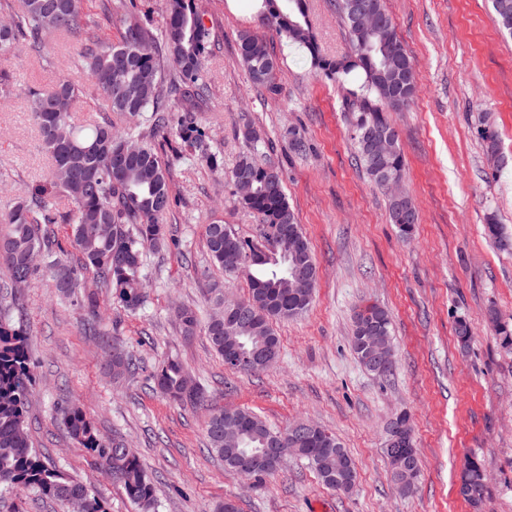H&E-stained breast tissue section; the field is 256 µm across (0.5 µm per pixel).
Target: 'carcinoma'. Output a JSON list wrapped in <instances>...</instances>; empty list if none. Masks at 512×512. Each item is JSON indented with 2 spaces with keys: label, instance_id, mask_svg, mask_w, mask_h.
Listing matches in <instances>:
<instances>
[{
  "label": "carcinoma",
  "instance_id": "cac0c4a2",
  "mask_svg": "<svg viewBox=\"0 0 512 512\" xmlns=\"http://www.w3.org/2000/svg\"><path fill=\"white\" fill-rule=\"evenodd\" d=\"M100 13L82 14L80 0H0V13L8 22L0 26V53L23 45L30 50L43 46L52 33L76 35L83 40L78 65L90 85L100 91L102 111L150 113V127L179 144L200 150L207 164L217 170L223 157L208 147L209 135L195 112L207 93L201 72L211 43L210 30L198 11L196 0H166V24L155 35L143 22L137 0H100ZM367 3L379 20L370 30L358 25L356 5ZM259 11L289 42L303 48L318 76L343 81L356 73L361 82L345 100L344 110L352 113L356 162L375 184L386 171L404 176L405 157L399 139L382 156L371 150V142L382 132L393 130L387 113L406 106L416 91V74L410 88L398 90L402 71L414 69L411 56L400 40L384 0H336V11L350 44L349 52L336 57L324 55L307 15L306 0H259ZM499 28L512 34V0H492ZM117 18L122 34L117 43L97 35L101 21ZM239 58L252 82L276 91L277 64L265 39L250 31L238 38ZM23 94L30 105L31 118L39 129L52 170L62 168L65 177L50 175L26 186L9 214L0 220V288L29 283L38 270L46 268L65 302L74 301L85 275L96 284L112 289V299L126 311L135 312L145 303L142 255L147 247L167 243L161 224L173 205L168 176L155 148L140 134L116 132L104 118L79 128L71 113L52 109L56 100L67 104L83 95V88L60 75L49 85H33ZM181 95L192 101L191 109L171 113L169 100ZM126 147L135 161L120 175L114 169V153ZM247 171L255 178V192L239 199L240 206L260 217L258 237L247 239L222 224L206 228L211 262L228 274H241L249 284L244 302L249 309L231 323L208 319L201 322L196 311L182 306L176 311L180 332L191 337L203 330L213 349L225 356L234 350L256 351L271 346L280 351L274 324L305 313L313 289L299 288L290 281L291 271L307 262L315 263L308 239L297 224L284 189L281 172L274 165H260L246 153L232 173ZM71 203L65 213L54 204L56 194ZM389 218L400 234L412 236L419 223L416 206L405 192L389 199ZM55 224L71 227V246L77 258L68 260V251L59 243ZM80 305L89 315L87 330L109 344L110 332L99 327L98 300L86 293ZM389 313L376 306L359 311L353 329V347L364 368H369L360 337L372 328L390 332ZM29 331L0 307V491L21 498L33 493L67 505L69 496L79 494L86 501L85 512H106L92 488L46 464L33 447L26 417L32 393L33 374L28 359ZM112 377L119 380L135 371L127 354L112 348L109 361ZM156 390L170 400L190 405L204 401L203 388L194 382L175 359L162 362L153 374ZM68 433L95 459L100 469L119 477L126 497L142 512H153L156 487L140 459L119 441L104 442L85 410L76 401L58 408ZM320 437L296 446L295 456L306 460L323 484L338 488V481L355 471L353 460L336 436L321 427ZM280 431L270 428L260 417L245 409H217L206 427L208 448L224 461V468L237 471L235 459L242 450L270 447ZM462 471L468 473L471 488L466 501L476 512L491 494L490 486L479 481L484 467L470 458Z\"/></svg>",
  "mask_w": 512,
  "mask_h": 512
}]
</instances>
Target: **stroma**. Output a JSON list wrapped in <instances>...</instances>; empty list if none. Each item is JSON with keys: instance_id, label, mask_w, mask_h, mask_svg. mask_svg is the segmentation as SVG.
Returning <instances> with one entry per match:
<instances>
[{"instance_id": "stroma-1", "label": "stroma", "mask_w": 512, "mask_h": 512, "mask_svg": "<svg viewBox=\"0 0 512 512\" xmlns=\"http://www.w3.org/2000/svg\"><path fill=\"white\" fill-rule=\"evenodd\" d=\"M211 32L202 80L208 95L198 118L224 167L153 136L176 203L163 218L176 246L143 255L146 303L135 313L97 291L98 319L139 363L113 383L106 347L85 329L86 315L60 300L48 273L20 291L14 311L29 332L34 376L28 424L45 461L91 485L107 512H139L118 479L101 473L68 434L57 402L78 400L98 434L122 438L157 483L158 512H212L234 500L239 512H474L457 493L460 470L477 458L491 480L481 512H512V349L503 348L488 316L512 323V250L486 230L495 217L512 235V36L496 24L490 0H384L413 59L417 90L390 113L407 161L403 188L420 222L401 238L388 215L387 193L355 162L350 113L342 109L354 80L316 76L305 50L269 26L255 0H197ZM323 53L348 51L334 0H308ZM266 36L277 62L278 90L256 88L237 55L241 31ZM79 39L46 38L51 63L25 51L0 60L21 88L58 75L84 84ZM252 123L264 141L241 134ZM494 128L501 155L485 151L481 129ZM307 143L294 155L289 131ZM282 171L288 201L310 242L318 282L308 311L276 324L280 354L257 374L233 371L204 333L183 338L175 310L209 313L208 289L246 298L247 281L211 265L207 224L255 237L259 219L238 203L229 177L244 153ZM50 161L21 93L0 97V216L25 185L45 180ZM392 317L396 366L387 378L367 372L352 348L353 318L366 305ZM466 320L473 339L460 349L454 326ZM178 358L205 388L201 405L173 403L156 392L153 373ZM215 407L246 408L281 430L308 420L333 433L354 462L346 492L326 487L306 460L288 457L263 483L225 470L206 448ZM408 411L421 477L412 494L391 480L383 453L388 422Z\"/></svg>"}]
</instances>
